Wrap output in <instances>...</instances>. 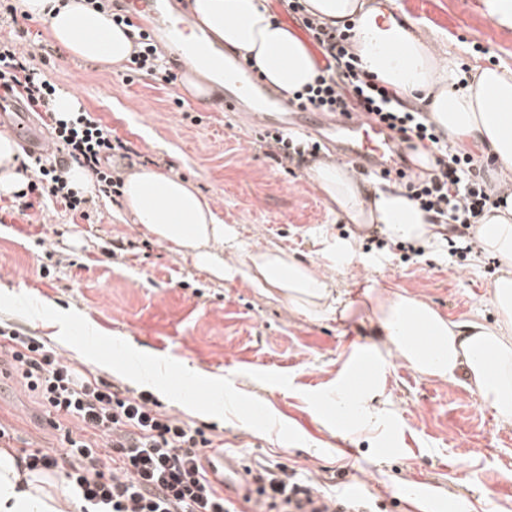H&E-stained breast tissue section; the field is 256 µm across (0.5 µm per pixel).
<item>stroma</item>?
Listing matches in <instances>:
<instances>
[{"mask_svg": "<svg viewBox=\"0 0 512 512\" xmlns=\"http://www.w3.org/2000/svg\"><path fill=\"white\" fill-rule=\"evenodd\" d=\"M391 5L445 51L456 71L512 69V27L491 20L486 0ZM41 71L158 170L211 199L242 241L225 252L227 262L279 247L325 269L351 308L343 318L311 320L242 281L217 279L146 235L120 201L90 190V220L49 203L32 220L0 224L1 323L47 340L55 314L69 313L71 329L93 330L96 340L75 338L63 356L75 362L78 349L87 348L114 364L111 381H131L118 372L129 359L128 344L167 360L165 386L154 396L223 439L240 466L281 463L333 489H364L375 512H422L419 502L398 494L415 481L438 497L467 503L466 512H512V423L498 421L464 375L425 376L392 358L368 386L374 420L365 428L335 419L330 401L355 352L385 348L363 295L365 278L422 299L446 318L478 315L492 323L498 315L489 288L499 272L492 256L474 253L453 268L441 240L409 266L388 251L332 265L326 242H358L357 225L330 210L304 165H278L255 129L218 111L224 94L218 76H211V92L202 99L177 81L130 82L124 67L70 56ZM116 240L124 244L118 253ZM185 382L208 387V398L179 394ZM44 419L36 395L8 370L0 381V423L13 428L16 447L33 442L62 450L60 431ZM491 488L498 491L492 502L486 499Z\"/></svg>", "mask_w": 512, "mask_h": 512, "instance_id": "obj_1", "label": "stroma"}]
</instances>
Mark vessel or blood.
<instances>
[{"instance_id": "obj_1", "label": "vessel or blood", "mask_w": 512, "mask_h": 512, "mask_svg": "<svg viewBox=\"0 0 512 512\" xmlns=\"http://www.w3.org/2000/svg\"><path fill=\"white\" fill-rule=\"evenodd\" d=\"M126 3L141 13V25L153 36L165 40L174 51L182 50L186 25L169 20L162 0H126ZM224 81L235 88L233 94L224 98V109L228 112L236 111L260 89L257 82L233 64L225 65ZM252 119L263 128L316 130L324 145L334 147L340 157L355 161L361 172L367 174L390 167L399 151L397 139L362 112L340 117L322 112L288 113L277 99L270 97L259 111L253 113ZM1 125L14 128L27 153L34 156L44 153L48 133L34 124L29 113L13 106L5 110L0 108ZM205 468L215 485L243 498L241 512H254L252 504L245 501L246 495L252 492L251 479L233 459L218 455L206 462Z\"/></svg>"}]
</instances>
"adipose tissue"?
Returning a JSON list of instances; mask_svg holds the SVG:
<instances>
[{
  "instance_id": "obj_1",
  "label": "adipose tissue",
  "mask_w": 512,
  "mask_h": 512,
  "mask_svg": "<svg viewBox=\"0 0 512 512\" xmlns=\"http://www.w3.org/2000/svg\"><path fill=\"white\" fill-rule=\"evenodd\" d=\"M23 12L45 20L52 39L87 62L118 65L133 49L123 30L84 0H20ZM310 14L337 29H351L362 68L378 81L423 104L430 120L453 140L492 157L501 179L512 180V70L476 67L456 72L436 48L414 33V23L375 0H306ZM193 27L228 51L250 59L282 97H291L316 76L309 46L279 23L266 0H189ZM329 207L351 224H376L392 240L431 241L430 219L396 186L368 187L348 165L319 162L306 171ZM123 205L157 241L191 256L196 267L238 279L268 297L285 300L312 320L339 313L343 302L313 266L278 248L249 253L245 262H224L236 228L219 220L209 199L182 179L149 167L130 175ZM481 249L498 259L500 273L489 293L499 323L453 321L427 302L366 280L365 294L388 345L416 371L454 379L465 371L471 387L512 421V195L485 211L476 230ZM425 335L421 346L416 335ZM18 459L0 450V512H65L42 477L23 480Z\"/></svg>"
}]
</instances>
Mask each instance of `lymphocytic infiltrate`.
<instances>
[{"instance_id":"lymphocytic-infiltrate-1","label":"lymphocytic infiltrate","mask_w":512,"mask_h":512,"mask_svg":"<svg viewBox=\"0 0 512 512\" xmlns=\"http://www.w3.org/2000/svg\"><path fill=\"white\" fill-rule=\"evenodd\" d=\"M87 2L132 40L130 72L175 81L169 59L155 39L131 21L121 0ZM284 2L322 55L314 82L294 92L290 106L297 112H363L391 130L406 150L429 149L434 157L430 169L412 174L387 169L378 179L402 187L434 225L448 232L450 256L467 259L476 227L491 202L480 175L490 158L451 144L427 113L408 109L396 90L369 76L351 49L349 31L336 30L309 14L304 0ZM30 37L29 29L21 26L13 37L0 39V95L21 100L27 111L49 116L57 153L23 163L28 183L15 193L10 211L22 215L49 200L85 219L88 200L71 189L69 170L75 165L84 168L98 193L118 195L121 179L106 163L116 156L128 158L131 149L86 108L66 119L55 118L57 88L34 61L57 57L58 52L31 42ZM259 140L272 148V157L279 162H300L321 149L320 142L283 129L262 132ZM0 349L10 356L65 443L59 454L20 449L19 467L59 479L62 493L75 499L79 512H237L208 478L204 460L216 441L204 429L163 409L151 393L68 362L40 337L22 329L0 326ZM72 420L77 423L73 429L68 426ZM252 476L266 512L369 509L368 501L337 498L324 486L297 480L284 466H262Z\"/></svg>"}]
</instances>
